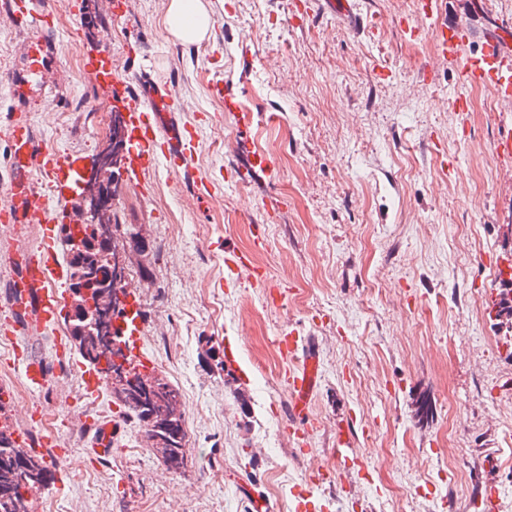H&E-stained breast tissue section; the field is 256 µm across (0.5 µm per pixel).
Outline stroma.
Segmentation results:
<instances>
[{
    "mask_svg": "<svg viewBox=\"0 0 512 512\" xmlns=\"http://www.w3.org/2000/svg\"><path fill=\"white\" fill-rule=\"evenodd\" d=\"M110 2L53 0L45 78L23 98L0 83V126L27 114L39 142L91 161L102 138L81 105L113 106L75 64L103 48L122 72L140 45L146 83L183 101L178 120L198 133L194 166L219 196L198 203L161 165L145 176L149 195L118 186L113 210L152 246L137 279L143 352L181 393L190 452L169 471L111 391L83 398L81 368L22 392L0 349V391L16 408L39 403L41 432L86 470L60 473L35 512H251L253 486L269 512H297L303 495L312 512H512V340L489 310L495 266L512 262V168L493 154L512 111L485 88L470 91L466 114L449 109L443 69L420 82L435 44L407 41L395 25L418 0H361L378 20L372 38L313 13L310 0H224L194 44L166 32L169 0H131L119 19ZM4 3L0 70L21 74L33 32L15 27ZM447 12L482 31L512 21V0H450ZM377 62L392 78L375 77ZM217 80L251 113L247 138L273 156V180L230 176L239 139L211 92ZM274 197L287 206L272 219ZM228 247L250 253L265 282H231ZM288 326L320 356L306 454L286 432L291 362L276 337ZM209 341L231 342L235 361L217 367ZM424 395L426 422L416 415ZM72 411L117 421L110 459L95 460Z\"/></svg>",
    "mask_w": 512,
    "mask_h": 512,
    "instance_id": "1",
    "label": "stroma"
}]
</instances>
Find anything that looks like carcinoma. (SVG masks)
I'll return each mask as SVG.
<instances>
[{
	"instance_id": "carcinoma-1",
	"label": "carcinoma",
	"mask_w": 512,
	"mask_h": 512,
	"mask_svg": "<svg viewBox=\"0 0 512 512\" xmlns=\"http://www.w3.org/2000/svg\"><path fill=\"white\" fill-rule=\"evenodd\" d=\"M99 220L114 224L115 230H123L128 238V256L144 252L145 243L139 233L128 225L117 224L114 213H103ZM61 246L71 272V283L79 282L86 273L107 262L108 256L96 245L79 239L73 229L63 230ZM497 317L501 319L500 327L512 332V283L501 289L498 294ZM69 343L75 348L83 362L96 368L95 361L108 356L109 349L98 344L94 337L81 330V323H67ZM113 402L124 411L136 417L143 427L144 447L148 452L160 456L168 469L177 472L184 466L189 452L188 442L174 443L172 432L184 426L180 393L165 380H160L153 392V400L159 412L160 431H154L143 417V395L129 392L124 395L112 394ZM54 482L55 473L45 461L44 455L33 447H27L17 441L13 429L0 425V512H11L14 500L22 491L28 489L33 493L47 488L44 481Z\"/></svg>"
}]
</instances>
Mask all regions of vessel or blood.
<instances>
[{
    "label": "vessel or blood",
    "mask_w": 512,
    "mask_h": 512,
    "mask_svg": "<svg viewBox=\"0 0 512 512\" xmlns=\"http://www.w3.org/2000/svg\"><path fill=\"white\" fill-rule=\"evenodd\" d=\"M316 4L320 13L352 19L362 33L372 30L357 0H316ZM7 11L15 23L31 24L46 31L54 28L55 16L49 0H8ZM397 26L409 40L428 37L434 41L436 65L456 75V86L449 98L455 110L466 112L467 93L475 87L492 89L504 106L512 105L511 34L501 31L474 36L466 20L445 18L443 0H420L415 19L398 20ZM89 67L100 90L122 105L128 140L126 172L130 184L141 193H149L150 186L144 176L162 160L169 169L183 176L200 203H207L214 195L213 185L209 180L197 178L191 166L196 149L195 134L175 120L176 112L183 109L182 101L158 89L140 95L131 93L129 82L113 67L110 50L99 52ZM212 92L223 98L224 109L233 115L238 129L250 126V113L244 112L236 98L229 95L223 81H216ZM4 130L11 147V202L0 211V224L16 229L34 225L40 230L37 245L15 247L8 256L16 269L12 306L27 315L26 321L15 319L11 325L18 331L28 323L39 329L51 328L61 322L69 305L70 271L58 258V226L50 200L78 197L82 191L79 182L82 159L61 155L36 143L26 115L11 114ZM274 173L272 157L250 149L245 152L244 163L236 169L237 177L247 181H262ZM226 266L229 276L235 279L257 282L262 279L259 268L237 251L227 252ZM119 325L126 353L131 358H140L143 324L137 297H130ZM280 344L293 362L285 384L291 399L288 430L292 440L297 442L309 435L305 416L308 401L318 385L319 354L308 338L291 328L282 329ZM67 352L68 344L62 339L57 341L55 357L51 360L30 357L26 349L16 345L12 348V362L21 367L25 387L38 393L66 370ZM89 428L94 433L93 453L100 457L110 455L111 426L93 421Z\"/></svg>",
    "instance_id": "vessel-or-blood-1"
}]
</instances>
